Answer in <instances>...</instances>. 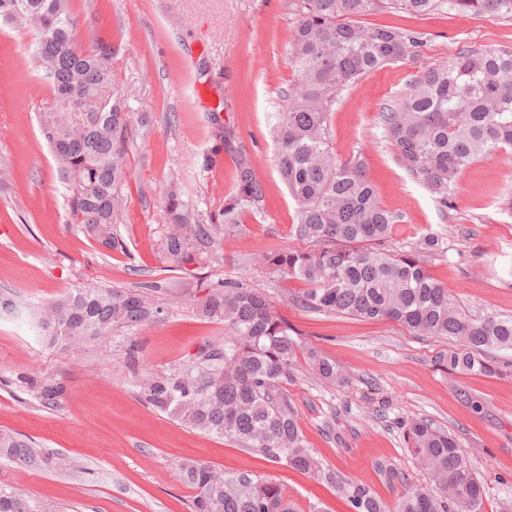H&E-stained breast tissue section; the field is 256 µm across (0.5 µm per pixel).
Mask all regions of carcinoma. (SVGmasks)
Masks as SVG:
<instances>
[{
    "mask_svg": "<svg viewBox=\"0 0 512 512\" xmlns=\"http://www.w3.org/2000/svg\"><path fill=\"white\" fill-rule=\"evenodd\" d=\"M382 9L410 15L435 12L512 18V0H295L289 60L294 83L275 113L272 134L278 173L296 201V236L309 249L285 248L262 255L265 266L309 285L300 301L324 312L364 320H393L418 336L447 340L439 362L451 371L495 375L498 366L480 358L488 349L512 351V317H467L424 263L440 248L424 237L409 250L388 249L400 216L385 209L377 186L359 160L339 161L332 149L329 114L338 95L361 77L420 52L423 41L410 29L363 25L357 18ZM28 28L57 111L42 116L43 135L66 175L70 212L104 247L123 250L112 229L127 177L124 99L108 93L111 60L96 62L73 40L68 0H0V15ZM81 105L85 112H70ZM381 121L399 161L444 206L462 172L480 157L512 149V47L460 50L411 80L398 101L381 110ZM84 132L76 137L75 127ZM262 190L251 163L237 161L236 191L219 222L204 223L196 210L171 194V224L164 250L170 263L186 268L203 247L241 212L260 202ZM158 286L76 288L45 305L39 327L52 344L84 343L133 329L163 313L147 297ZM202 315L227 326L224 337L204 343L195 357L167 374L139 381L142 398L182 424L252 448L269 460L336 485L350 512H481L484 486L465 451L446 430L423 418L404 420L405 442L426 481L404 484L393 504L369 487L324 469L307 444L281 385L292 375L297 353L309 372L330 385L347 382L331 359L305 346L266 294L239 283L211 282L198 301ZM46 406L61 400L65 386L53 376L24 378ZM29 460L32 443L0 433V456ZM183 480L196 490L193 512H297L276 481L226 474L198 461L181 464ZM0 512H57L0 488Z\"/></svg>",
    "mask_w": 512,
    "mask_h": 512,
    "instance_id": "carcinoma-1",
    "label": "carcinoma"
}]
</instances>
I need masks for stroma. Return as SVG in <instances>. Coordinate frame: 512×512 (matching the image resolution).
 <instances>
[{"label": "stroma", "instance_id": "35a3bbf8", "mask_svg": "<svg viewBox=\"0 0 512 512\" xmlns=\"http://www.w3.org/2000/svg\"><path fill=\"white\" fill-rule=\"evenodd\" d=\"M82 47L112 45V86L133 118L128 178L114 229L126 248L108 250L69 214L65 175L41 134L55 98L32 58L26 28L0 19V432L29 439L28 461L0 457V487L64 512H191L186 461L283 484L301 512H349L333 486L274 463L260 452L180 424L139 395L145 373L190 360L224 327L196 312L200 281H232L264 291L301 340L335 360L348 381L331 386L298 369L282 391L324 468L367 485L386 502L402 490L387 469L423 481L400 426L416 415L448 430L469 455L486 493L483 512L512 498V351L489 350L494 377L436 364L447 342L417 336L390 320L363 321L303 307L302 282L263 267V252L300 247L297 205L277 172L272 114L294 78L287 48L292 0H69ZM368 25L420 33L416 56L387 65L341 92L330 116L338 160L364 161L381 204L402 220L390 234L405 250L426 235L444 248L426 267L472 317H512V152L467 168L441 205L398 161L380 119L426 66L460 50L512 47V18L458 13L364 16ZM246 156L262 199L206 248L193 270L172 266L164 239L166 203L177 193L202 217L222 213ZM109 288L158 284L163 313L80 349L50 344L39 325L48 302L85 283ZM33 373L62 378L61 406L41 405L20 382ZM62 457L70 466L51 467Z\"/></svg>", "mask_w": 512, "mask_h": 512}]
</instances>
